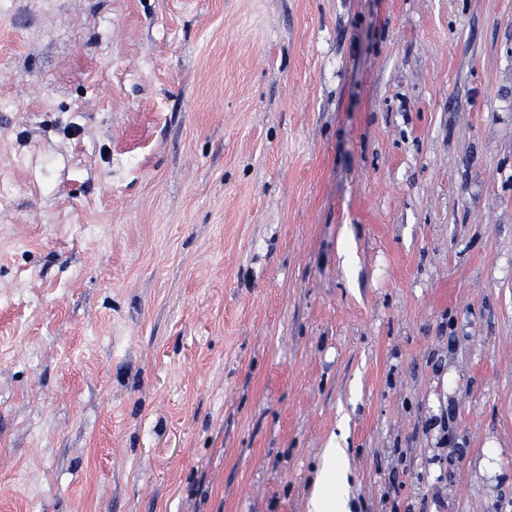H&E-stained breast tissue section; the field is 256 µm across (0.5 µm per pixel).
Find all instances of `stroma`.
<instances>
[{"label": "stroma", "mask_w": 512, "mask_h": 512, "mask_svg": "<svg viewBox=\"0 0 512 512\" xmlns=\"http://www.w3.org/2000/svg\"><path fill=\"white\" fill-rule=\"evenodd\" d=\"M334 441L512 512V0H0V512H307Z\"/></svg>", "instance_id": "stroma-1"}]
</instances>
